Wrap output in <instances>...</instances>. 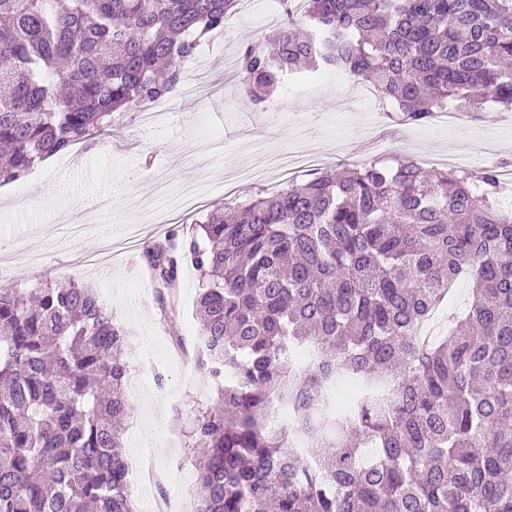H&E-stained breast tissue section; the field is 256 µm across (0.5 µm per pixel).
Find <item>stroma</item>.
<instances>
[{"label": "stroma", "instance_id": "1", "mask_svg": "<svg viewBox=\"0 0 512 512\" xmlns=\"http://www.w3.org/2000/svg\"><path fill=\"white\" fill-rule=\"evenodd\" d=\"M228 38L204 42L195 59L213 85L208 95L176 104L161 126L142 123L139 113L117 116L116 136L94 134L67 154L36 165L19 182L0 187V285L27 289L45 279L70 278L94 288L127 334V392L134 415L123 435L125 458L154 459L156 476L136 492L138 512L152 501L189 496L196 477V453L187 431L198 409L213 403L215 387L202 368L185 369L178 354L186 345L196 355L195 317L199 277L185 267L174 305L162 306L146 275L143 252L170 230L191 232L226 199L246 198L257 188L282 186L285 175L227 185L233 169L260 155L285 154L297 144L325 156L327 169H346L372 157L381 141L382 158L409 156L427 167L455 155L464 168L480 170L512 162V112L486 108L454 126L435 119L406 120L374 102H342L339 83L291 81L280 103L255 106L240 84H224V56L261 41L259 20L237 13L226 22ZM194 184L200 207L167 218L159 184ZM155 380L138 387L142 367Z\"/></svg>", "mask_w": 512, "mask_h": 512}]
</instances>
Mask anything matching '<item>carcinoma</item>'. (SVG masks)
Masks as SVG:
<instances>
[{
  "label": "carcinoma",
  "instance_id": "carcinoma-1",
  "mask_svg": "<svg viewBox=\"0 0 512 512\" xmlns=\"http://www.w3.org/2000/svg\"><path fill=\"white\" fill-rule=\"evenodd\" d=\"M239 0H0V181L171 98ZM239 52L252 101L341 70L412 122L512 111V0H304ZM512 189L495 167L374 159L217 209L146 250L199 274L217 398L198 512H512ZM459 279L467 307L417 326ZM316 350L310 364L292 357ZM125 333L69 280L0 288V512H133ZM289 421L271 431L273 399Z\"/></svg>",
  "mask_w": 512,
  "mask_h": 512
}]
</instances>
